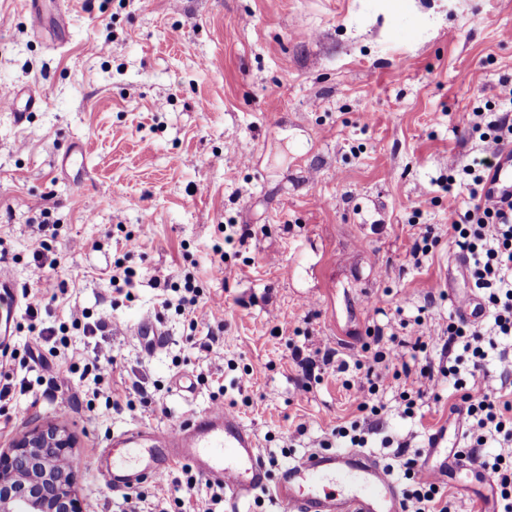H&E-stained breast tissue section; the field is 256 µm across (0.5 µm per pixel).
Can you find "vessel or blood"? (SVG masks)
<instances>
[{"mask_svg": "<svg viewBox=\"0 0 512 512\" xmlns=\"http://www.w3.org/2000/svg\"><path fill=\"white\" fill-rule=\"evenodd\" d=\"M40 94L21 87L10 111L40 108ZM485 193L512 203V143L501 144L485 181ZM103 466L113 485L133 488L162 478L177 463L190 464L238 501L268 489L281 512H406L397 481L379 459L361 449L312 450L269 473L252 432L221 407L160 432L137 428L114 438Z\"/></svg>", "mask_w": 512, "mask_h": 512, "instance_id": "vessel-or-blood-1", "label": "vessel or blood"}]
</instances>
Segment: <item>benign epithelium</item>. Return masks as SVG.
<instances>
[{
    "mask_svg": "<svg viewBox=\"0 0 512 512\" xmlns=\"http://www.w3.org/2000/svg\"><path fill=\"white\" fill-rule=\"evenodd\" d=\"M73 440L56 425L34 427L0 449V512H83L73 488Z\"/></svg>",
    "mask_w": 512,
    "mask_h": 512,
    "instance_id": "obj_1",
    "label": "benign epithelium"
}]
</instances>
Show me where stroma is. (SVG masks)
I'll return each instance as SVG.
<instances>
[{
  "mask_svg": "<svg viewBox=\"0 0 512 512\" xmlns=\"http://www.w3.org/2000/svg\"><path fill=\"white\" fill-rule=\"evenodd\" d=\"M1 16L0 258L13 286L0 291L11 315L0 367L30 388L0 401V448L35 425L66 428L85 512L129 508L95 469L113 436L171 427L218 400L282 464L349 448L332 430L374 397L384 408L366 449L384 464L435 466L454 452L464 422L449 411L451 381L408 417L405 381L374 393L363 367L386 319L404 351L448 364L414 320L438 332L469 292L448 234L468 193L441 181L491 154L469 131L476 110L506 105L512 0H68L64 15L43 0L37 29L20 0H0ZM24 85L43 104L19 121L5 104ZM427 233L418 265L411 248ZM75 241L84 250L71 252ZM41 253L60 264L36 284ZM121 256L148 276L129 299L110 284ZM188 275L208 307L194 331L148 283ZM34 291L43 326L67 325L71 343L111 349L120 367L99 363L92 377L39 341L25 314ZM76 308L104 331L72 328ZM153 310L166 336L149 351L134 330ZM324 348L348 371L306 377ZM64 373L66 416L49 399Z\"/></svg>",
  "mask_w": 512,
  "mask_h": 512,
  "instance_id": "1",
  "label": "stroma"
}]
</instances>
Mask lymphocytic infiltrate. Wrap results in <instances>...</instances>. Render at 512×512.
I'll list each match as a JSON object with an SVG mask.
<instances>
[{
  "mask_svg": "<svg viewBox=\"0 0 512 512\" xmlns=\"http://www.w3.org/2000/svg\"><path fill=\"white\" fill-rule=\"evenodd\" d=\"M492 165L486 158L465 166L460 176L448 178L449 185H463L468 192V206L451 215L448 230L467 256L468 279L488 319L476 326L460 317L451 318L433 342L440 345L442 353L460 350L472 360L467 377H460L457 366L448 368L458 392L450 410L463 415L467 423V454L479 453L491 441L507 445V453L497 455L488 468L498 489V512H512V401L505 399L501 387L480 380L482 363L492 355L502 382L512 381V203L504 207L485 198L484 182ZM385 359L400 366L417 395L435 390L439 384L433 366L406 355L399 343L387 345ZM404 467L412 485L404 495L406 512H450L440 482L423 475L416 460H406Z\"/></svg>",
  "mask_w": 512,
  "mask_h": 512,
  "instance_id": "f902f5d3",
  "label": "lymphocytic infiltrate"
}]
</instances>
